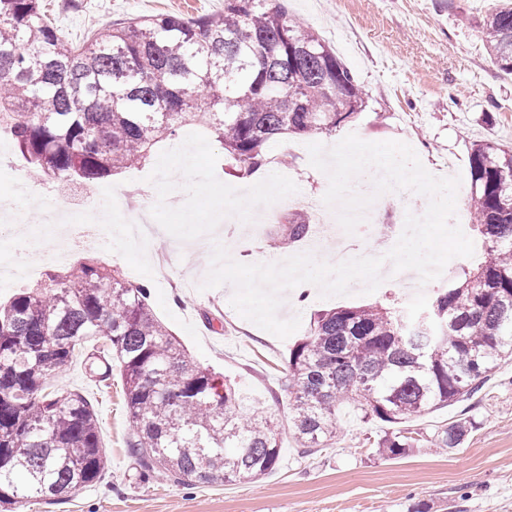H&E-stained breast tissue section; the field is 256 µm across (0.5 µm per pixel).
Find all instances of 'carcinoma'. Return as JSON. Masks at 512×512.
Masks as SVG:
<instances>
[{"label": "carcinoma", "mask_w": 512, "mask_h": 512, "mask_svg": "<svg viewBox=\"0 0 512 512\" xmlns=\"http://www.w3.org/2000/svg\"><path fill=\"white\" fill-rule=\"evenodd\" d=\"M492 62L512 74V0L483 23ZM364 104L353 73L281 0H224V14L161 16L68 41L43 0H0V125L41 175L79 185L146 161L152 147L193 120L216 134L241 177L262 166L275 135L330 133ZM474 214L487 260L412 313L381 305L316 315L288 350V393L302 453L336 439V409L398 423L471 397L512 360V150L494 142L470 155ZM292 218L285 240L308 236ZM149 288L88 260L0 303V512L29 498L60 499L108 465L97 415L80 393L50 381L86 343V370L105 383L117 364L140 475L173 482L247 483L280 461V423L247 411L236 384L183 354L148 302ZM466 421L445 428L455 448ZM415 438L378 443L396 456Z\"/></svg>", "instance_id": "obj_1"}]
</instances>
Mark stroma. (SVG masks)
<instances>
[{
  "label": "stroma",
  "mask_w": 512,
  "mask_h": 512,
  "mask_svg": "<svg viewBox=\"0 0 512 512\" xmlns=\"http://www.w3.org/2000/svg\"><path fill=\"white\" fill-rule=\"evenodd\" d=\"M289 15L330 45L352 71L364 92L360 112L335 133L284 135L265 147L269 183L232 172L213 133L194 123L179 128L174 141H162L142 165L103 180L113 222L131 218L123 199L136 179L162 170L181 174L195 192L180 215L169 212L173 188L159 183L154 211L164 236L148 243L106 242L58 263L32 257L34 279L66 272L76 260L96 257L120 268L132 283L150 288L149 303L157 318L178 338L188 358L237 382L249 405L276 404L281 457L276 470L249 484L197 482L177 485L154 477L139 478L127 453L129 421L123 403V381L113 373L110 384L89 377L84 351L54 379L53 387L77 391L94 405L100 438L110 466L101 480L60 500L31 499L18 512H512V361L500 363L470 399L436 407L405 425L364 422L346 407L337 413L339 435L324 450L303 454L287 426V394L278 381L288 369V350L310 332L315 314L338 307L392 303L397 309L425 307L429 296L400 300L391 263L376 292L316 298L301 307L282 303V319L300 318L292 337L279 339L242 318L230 305L232 285L198 293L181 288L182 274L208 273V252L186 249L188 239L209 234L216 213H224V244L231 258L248 263L264 254L279 260L310 251L311 239L288 245L283 219L301 215L315 222V203L328 188L327 176L309 164L308 144L330 147L348 134L368 142L408 143L422 164L437 177L460 176L457 197L471 200L469 157L473 144L491 141L512 147V75L491 62L482 44L481 24L493 0H283ZM48 16L72 43L79 44L111 27L158 14L219 16L224 0H45ZM0 153L12 167L0 169V205H18L32 227L43 224L45 209L74 200L64 192L51 198L20 200L18 184L46 185L29 169L12 141L0 142ZM290 179L291 194L282 191ZM280 204L281 220L263 225L256 239L246 238L243 217L255 199ZM428 199L389 192L381 197L379 220L386 234L356 238L359 253L379 257L393 246L400 218L422 214ZM172 260L168 277L153 273L156 255ZM472 420L474 429L457 448L442 451L433 444L448 424ZM408 429L418 446L405 456L379 454L384 436Z\"/></svg>",
  "instance_id": "stroma-1"
}]
</instances>
